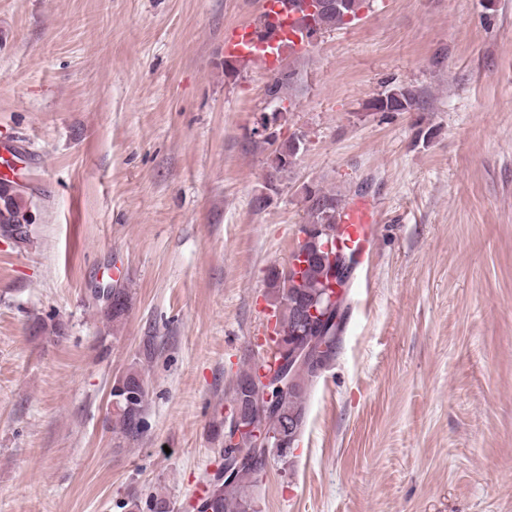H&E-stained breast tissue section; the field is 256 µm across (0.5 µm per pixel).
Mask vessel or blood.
I'll list each match as a JSON object with an SVG mask.
<instances>
[{
    "mask_svg": "<svg viewBox=\"0 0 512 512\" xmlns=\"http://www.w3.org/2000/svg\"><path fill=\"white\" fill-rule=\"evenodd\" d=\"M303 49L304 43L295 19H285L276 40L268 44L258 43L249 27L238 25L224 34V53L239 60H254L266 70H274L286 46ZM339 224L343 226L341 243L348 251L357 254L359 260H366L369 248L377 234L375 209L370 201L360 199L343 206Z\"/></svg>",
    "mask_w": 512,
    "mask_h": 512,
    "instance_id": "1",
    "label": "vessel or blood"
}]
</instances>
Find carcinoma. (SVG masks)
Here are the masks:
<instances>
[{"mask_svg":"<svg viewBox=\"0 0 512 512\" xmlns=\"http://www.w3.org/2000/svg\"><path fill=\"white\" fill-rule=\"evenodd\" d=\"M370 0H344V5L330 10L311 13L302 8V4L292 5V10L301 13L304 28L317 26L326 31L339 28L359 19V12ZM297 72L291 66L284 72L272 75L266 85L265 95L268 102L279 106L291 100V90L296 82ZM419 101L409 89H393L375 99L372 109L376 112H409L418 108ZM303 149V142L293 136L280 143L271 159V171L267 175V185L277 189V182L291 165L285 163V157H297ZM342 201L336 194L315 189L306 195V228L304 238L298 240L291 253L288 266L274 268L268 273V287L275 297L272 306L278 313L272 337L273 345L263 359L267 372H278L277 363L291 346H303L328 337L326 350L317 358L292 370L293 390L288 399L278 401L274 406H260L248 399L244 387L257 375V368L243 370L233 387L232 400L240 404L242 417L251 429L240 434L236 447L250 449L254 447L257 430L277 445L273 449L280 459H286L303 433L307 420L308 391L314 382L335 362L338 342H336L337 323L327 324L323 316L336 309L331 301L334 291L331 285L336 281L335 260L339 252L336 240L340 238L336 216ZM27 207L22 197L7 195V189L0 188V236L14 239L16 243H27L30 235L14 237L18 228L19 216ZM128 308V294L123 288L112 289V301L104 302L108 318L117 321ZM315 309L319 316L309 319L305 311ZM115 382L133 388L135 400L127 401L123 394L112 393V435L123 441H136L146 432L148 386L143 376L130 369L118 376ZM266 457H253L238 467L234 476L215 484L206 491L200 500L199 512H260L259 498L255 493L259 473L263 469ZM128 512H173L170 500L160 494L146 498H133L123 504Z\"/></svg>","mask_w":512,"mask_h":512,"instance_id":"1","label":"carcinoma"}]
</instances>
